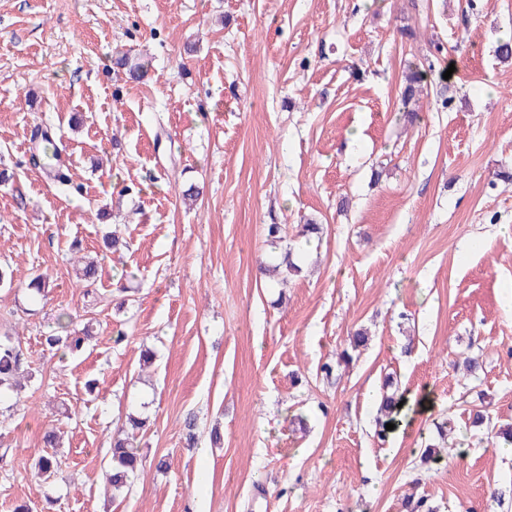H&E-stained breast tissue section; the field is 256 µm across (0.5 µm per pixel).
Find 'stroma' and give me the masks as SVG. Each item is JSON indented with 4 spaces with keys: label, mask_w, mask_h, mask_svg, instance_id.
I'll return each mask as SVG.
<instances>
[{
    "label": "stroma",
    "mask_w": 512,
    "mask_h": 512,
    "mask_svg": "<svg viewBox=\"0 0 512 512\" xmlns=\"http://www.w3.org/2000/svg\"><path fill=\"white\" fill-rule=\"evenodd\" d=\"M510 34L512 0H0V170L16 175L0 185V336L33 373L0 427V512H404L412 493L512 512V454L491 434L512 424V183L494 177L512 169V64L495 57ZM411 64L436 70L413 126ZM37 127L78 192L30 164ZM306 218L321 238L280 245L308 251L302 274L270 285L267 225ZM113 231L130 248L102 260L92 302L74 258ZM36 272L52 286L33 310ZM70 315L94 337L63 359L42 337ZM387 378L407 402L381 445ZM146 387L145 474L113 498L112 435ZM481 407L491 424L471 427ZM449 418L442 462L422 463ZM53 428L47 484L32 464Z\"/></svg>",
    "instance_id": "obj_1"
}]
</instances>
